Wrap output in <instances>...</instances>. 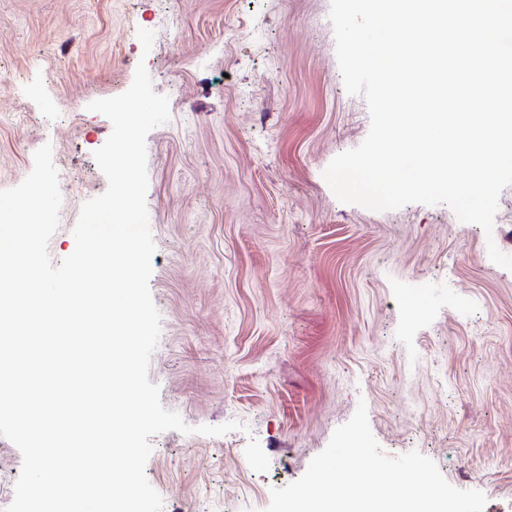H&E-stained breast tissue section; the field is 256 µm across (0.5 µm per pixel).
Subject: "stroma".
<instances>
[{"instance_id":"stroma-1","label":"stroma","mask_w":512,"mask_h":512,"mask_svg":"<svg viewBox=\"0 0 512 512\" xmlns=\"http://www.w3.org/2000/svg\"><path fill=\"white\" fill-rule=\"evenodd\" d=\"M330 0H0V190L51 144L62 221L107 179L90 102L145 65L169 120L147 136L149 288L162 406L221 436L151 437L163 512H265L366 403L384 453L416 451L484 512H512V186L492 233L447 205L375 212L323 178L370 129ZM155 34L143 52L138 29Z\"/></svg>"}]
</instances>
